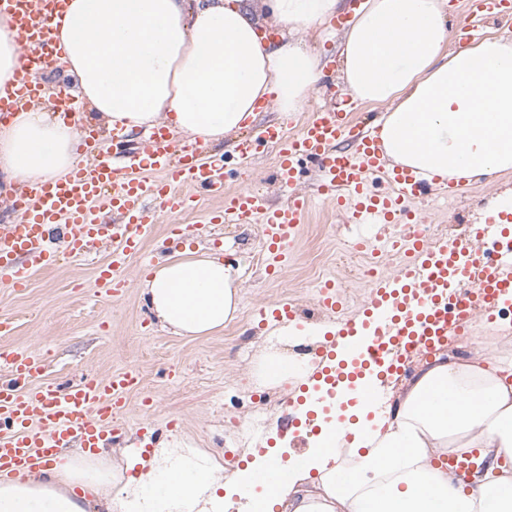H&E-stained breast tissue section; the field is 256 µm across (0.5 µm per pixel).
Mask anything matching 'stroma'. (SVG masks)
<instances>
[{"label":"stroma","instance_id":"1","mask_svg":"<svg viewBox=\"0 0 512 512\" xmlns=\"http://www.w3.org/2000/svg\"><path fill=\"white\" fill-rule=\"evenodd\" d=\"M232 139L205 146L207 155L223 158L225 180L230 188L247 186L267 205L284 203L288 193L272 180L277 162L275 151L261 149L249 170H242L232 148ZM512 194V171L466 184L455 197L428 188L417 207L425 224L446 226L447 239L467 237L472 228L491 224L489 207L497 198ZM216 202L199 196L188 215L164 216L145 245L143 256L123 269L125 291L116 297L99 292L96 268L109 258L108 248L87 261L60 262L36 274L28 288L16 292L0 287V319L10 322L14 332L0 335V348L27 347L42 354L48 382L65 385L100 378L128 367L140 372L139 387L128 396L123 415L126 438L108 442L111 459L133 451L137 430L151 436L154 445L176 442L181 448L209 452L222 460L225 473L244 467L254 452L276 453L282 440L293 452H304L307 444L301 430L286 431L284 414L273 420L247 443L235 432L247 422L267 395L285 403L311 402L301 378L284 387H269L253 377V367L267 347H277L271 331L278 322L258 324L257 309L279 301L293 303L321 333L320 342H310L292 329L285 351L293 362L318 357L324 341L333 339L337 321L358 314L367 298L369 284L346 276L337 256L351 246L359 234L375 239L382 257L377 271L391 276L402 261L387 245L390 237L404 234L401 225L388 228L348 223L332 206L315 201L302 236L291 252L285 270L269 274V257L256 224H210L208 211ZM182 229L195 244L215 248L225 259L239 262L242 269V311L222 332L188 340L162 329L151 315L138 287L139 277L158 256L173 252L170 237ZM334 280L345 297L341 313L318 312V290L325 280Z\"/></svg>","mask_w":512,"mask_h":512}]
</instances>
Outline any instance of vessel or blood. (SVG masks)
Listing matches in <instances>:
<instances>
[{"mask_svg": "<svg viewBox=\"0 0 512 512\" xmlns=\"http://www.w3.org/2000/svg\"><path fill=\"white\" fill-rule=\"evenodd\" d=\"M66 0H0V14L11 15L26 46L17 58L18 80L0 87V119L28 108L42 97V79L33 72L34 61L63 73L66 67L52 37L53 24L62 17ZM468 16L512 13V0H464ZM349 138L351 150L337 147ZM99 132L82 129L80 149L86 160L57 182L21 186L13 207L21 215L16 224L0 225V285L21 290L32 277L54 265L59 255L80 261L101 243L111 247L108 261L97 269L96 286L112 295L123 293L122 271L139 255L161 215L184 211L194 194L221 199L211 212L213 224H258L274 260L283 271L287 252L296 241L311 207V200L295 189L296 166L313 159L322 173L317 193L345 209L354 224H398L412 218L411 204L420 200L427 184L412 171L390 166L375 130H359L347 108H319L298 132L269 126L241 137L235 151L249 161L259 148H276L275 180L288 199L277 207L265 206L247 188L228 192L224 162L204 156L200 147L179 144L167 126L154 127L143 150L130 154L126 139L112 136L111 152L98 148ZM112 222H103L102 213ZM494 231H476L467 241H431L421 231L391 241L403 248L406 259L395 275L374 276L360 319L338 325L349 360H361L365 374L357 397L368 402L376 395L375 372L401 364L405 347L434 351L450 335L460 333L474 312L493 318L512 307V204L502 203L493 216ZM473 286L454 293L460 274ZM344 296L335 281H325L318 292V307L333 313ZM327 366L308 380L316 397L338 405L335 348H326ZM0 367L11 374L0 384V479L18 478L43 466L62 448L87 451L104 447L122 433V415L128 395L140 383V373L129 367L99 380L60 388L44 380L41 354L17 348L0 354Z\"/></svg>", "mask_w": 512, "mask_h": 512, "instance_id": "obj_1", "label": "vessel or blood"}]
</instances>
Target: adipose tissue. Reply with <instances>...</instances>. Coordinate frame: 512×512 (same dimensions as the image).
<instances>
[{"label":"adipose tissue","instance_id":"1","mask_svg":"<svg viewBox=\"0 0 512 512\" xmlns=\"http://www.w3.org/2000/svg\"><path fill=\"white\" fill-rule=\"evenodd\" d=\"M341 0H70L53 37L75 98L129 134L158 123L209 145L250 127L257 103L305 111L325 77L305 37L338 38L352 98L379 107L385 156L447 188L512 170V39L493 34L446 52L448 0H363L343 34L326 26ZM283 30L270 43L254 5ZM77 132L29 108L0 128V189L64 178ZM240 268L213 250L148 266L141 293L163 329L222 330L241 303ZM361 448L318 440L272 495L252 499L247 464L231 479L240 512H512V358L436 355L376 413ZM473 455L468 476L448 454ZM122 478L86 452H63L26 480L0 482V512H224L212 456L159 448Z\"/></svg>","mask_w":512,"mask_h":512}]
</instances>
